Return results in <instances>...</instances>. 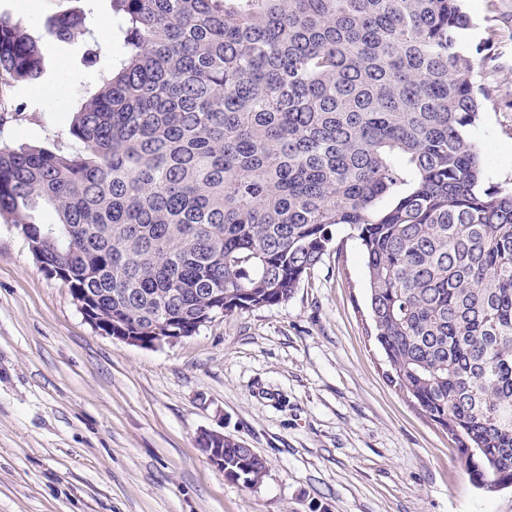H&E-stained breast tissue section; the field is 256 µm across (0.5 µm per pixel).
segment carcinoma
<instances>
[{"instance_id":"carcinoma-1","label":"carcinoma","mask_w":512,"mask_h":512,"mask_svg":"<svg viewBox=\"0 0 512 512\" xmlns=\"http://www.w3.org/2000/svg\"><path fill=\"white\" fill-rule=\"evenodd\" d=\"M113 2L120 53L68 129L82 150L0 145V216L42 268L114 335L191 336L218 294L226 316L288 302L346 225L389 383L475 488H512V187L486 184L470 134L489 91L462 0ZM43 60L0 15V112L26 111L8 91ZM224 469L265 477L228 435Z\"/></svg>"}]
</instances>
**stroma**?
<instances>
[{"mask_svg":"<svg viewBox=\"0 0 512 512\" xmlns=\"http://www.w3.org/2000/svg\"><path fill=\"white\" fill-rule=\"evenodd\" d=\"M18 3L0 13L36 40L76 11L87 32L45 42L40 77L13 91L28 110L0 121V143L78 152L73 114L120 45L112 0ZM465 6L460 49L491 56L472 137L489 183L512 186V0ZM333 236L287 303L142 348L95 331L1 216L0 512H512V492L472 486L447 433L387 381L359 242L342 225ZM203 429L263 456V483L225 478L196 444Z\"/></svg>","mask_w":512,"mask_h":512,"instance_id":"stroma-1","label":"stroma"}]
</instances>
